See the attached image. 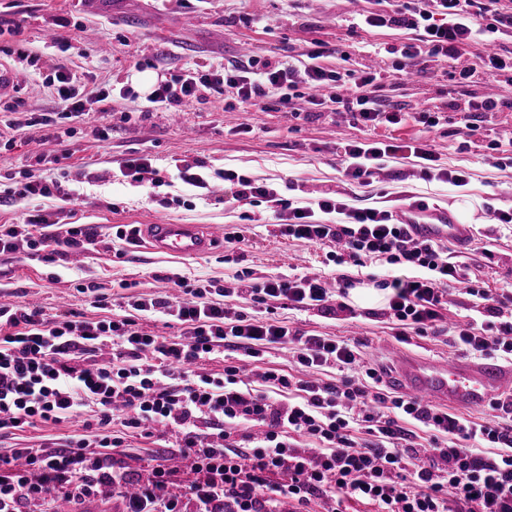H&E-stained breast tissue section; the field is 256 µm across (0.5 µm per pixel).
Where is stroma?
<instances>
[{
  "label": "stroma",
  "instance_id": "35a3bbf8",
  "mask_svg": "<svg viewBox=\"0 0 512 512\" xmlns=\"http://www.w3.org/2000/svg\"><path fill=\"white\" fill-rule=\"evenodd\" d=\"M375 0H0V63L11 68L18 81L16 92L0 96V108L20 104L25 117L57 109L49 85L63 67L79 70L90 112L75 135L59 143L47 142L39 127L10 129L0 124V138L9 149L0 150V185L19 178L35 157H43L47 176L61 179L73 199L59 196L32 201L0 203V224H16L25 213L46 209L59 212L63 222L95 227L97 250L68 255L53 264L28 259L25 250L0 257V302H38L48 315L83 311L78 282L96 281L112 286L132 285V295H170L174 286L166 272L188 279H209L237 287L241 272L253 281L291 274L339 276L356 287L371 278L394 274L392 266L371 263L364 267L326 263L324 247L278 237L269 224L265 206L241 211L225 202L220 191L204 193L179 180L176 161L202 163L208 174L233 171L275 188L295 205L305 197L336 193L365 206L397 209L404 196L427 198L430 204L452 206L470 227L465 243L449 241L453 261L468 267L492 292L512 291V224H496L489 208H512V164L496 167L486 157L490 144L512 152V112L484 117L480 133L463 147L462 115L452 112L431 137L441 164L466 172L462 188L426 181L412 164L394 160L376 183L364 186L345 175L341 147L356 138L381 139L386 134L408 140L421 136L413 119L394 131L356 127L348 115L311 111L305 99L294 101L290 112L259 111L228 95L206 96L183 112L145 111L139 83L141 72L176 73L200 64L226 66L269 59L297 62L300 54L320 42L331 56L321 64L329 70L375 68L392 65L385 47L407 38L406 31L389 28L364 31L351 28L360 10H376ZM20 27V35L9 30ZM28 48L32 57L19 59ZM450 63L433 58L424 67L394 73L382 91L384 103L406 109L420 105L443 109L447 102ZM109 92L111 109L99 111L96 100ZM68 155L67 164L57 163ZM145 156L158 168L162 186L152 190L115 181L120 162ZM217 225L243 230L244 257L235 260L224 243L194 258H175L126 248L116 236L120 224ZM441 332L399 338L384 314V304L356 307L354 315L322 317L314 310H277L276 316L308 335L333 336L358 343L370 366L379 369L389 392H396L395 356L411 351L432 359L453 352L448 328L474 314L471 296L464 289L449 292ZM92 408L59 425L22 432L19 446L40 448L54 439L83 434V420L93 419ZM113 430L123 443L113 452L119 466L135 476L149 478L157 462L180 444L182 435L163 430L140 437L114 420Z\"/></svg>",
  "mask_w": 512,
  "mask_h": 512
}]
</instances>
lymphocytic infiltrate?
<instances>
[{"label": "lymphocytic infiltrate", "mask_w": 512, "mask_h": 512, "mask_svg": "<svg viewBox=\"0 0 512 512\" xmlns=\"http://www.w3.org/2000/svg\"><path fill=\"white\" fill-rule=\"evenodd\" d=\"M355 25L411 31V39L388 49L402 71L427 55L457 60L484 33L507 34L512 12L502 0H392L389 9L359 12ZM326 54L321 46L307 51L303 67L268 61L259 72L199 65L158 81L148 101L177 112L203 93H227L265 112L289 106L293 89L301 87L309 104L334 103L353 124L375 128L403 122L401 109L378 103L376 89L385 71L330 72L320 63ZM490 77L512 85V57L480 55L450 75L466 86ZM77 81L73 73L56 76L61 109L39 120L52 128L53 140L72 137L87 114ZM331 83L335 94L323 95ZM389 158L411 160L425 176L453 186L467 184L463 171L442 167L431 144L419 138L343 147L346 175L362 183ZM222 179L229 184L228 203L265 204L281 236L327 246V261L410 268L408 276L378 283L390 293L385 313L400 335L438 329L449 288L461 285L474 297L476 315L454 327L453 346L480 356L512 355V293L491 295L467 267L450 260L443 241L415 238L409 225L385 209L355 207L336 196L296 206L247 176L226 173ZM322 213L337 215V222H319ZM97 241L90 225L61 223L54 211L0 225L1 256L23 246L31 259L54 263ZM168 279L181 296L131 297L119 314L101 286L79 284L91 307L100 310L97 318L78 312L50 318L38 307L0 304V439L39 424H61L86 406L96 408L90 436L0 454V512H21L22 503L31 500L46 505L60 496L83 500L102 483L125 487L127 475L115 468L110 454L121 445L112 430L120 410L126 413L124 427L143 436L159 426L183 434L181 466L158 464L151 484L128 500L126 512H181L186 500L194 512H281L285 503L291 512H306L315 498L330 502V512H341L348 499L373 505L375 512H512V424L479 423L386 392L379 372L362 365L357 345L300 333L272 316L278 303L326 317L348 311L344 297L351 280L339 279L331 287L319 277L265 279L249 292L267 316L248 319L226 307L231 289L176 273ZM144 315L178 324L179 334L143 332L137 319ZM272 345L289 348L300 372L264 371L261 378L273 390L268 396L245 388L241 374L246 362L260 360ZM105 346L111 358L91 363ZM227 346L240 356L222 376L194 375V365ZM324 367L337 369L338 378H316L315 370ZM201 423L207 434L197 433ZM411 424L425 428L426 444L409 440ZM298 435L314 439L315 447H298ZM173 485L181 488L182 499L169 497Z\"/></svg>", "instance_id": "obj_1"}]
</instances>
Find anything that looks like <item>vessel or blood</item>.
<instances>
[{
    "label": "vessel or blood",
    "instance_id": "vessel-or-blood-1",
    "mask_svg": "<svg viewBox=\"0 0 512 512\" xmlns=\"http://www.w3.org/2000/svg\"><path fill=\"white\" fill-rule=\"evenodd\" d=\"M401 220L412 223L419 239H439L459 233L461 224L448 209L418 212L400 208ZM217 231L199 224L160 221L140 227L139 238L146 249L175 256L209 252ZM395 377L407 394L425 403L474 407L496 403L499 396L512 395V364L450 357L438 361L403 356Z\"/></svg>",
    "mask_w": 512,
    "mask_h": 512
}]
</instances>
